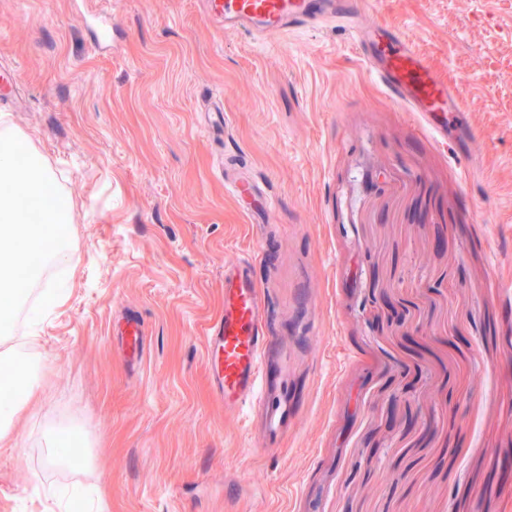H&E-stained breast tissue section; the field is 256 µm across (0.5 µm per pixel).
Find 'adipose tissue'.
Segmentation results:
<instances>
[{"label":"adipose tissue","mask_w":512,"mask_h":512,"mask_svg":"<svg viewBox=\"0 0 512 512\" xmlns=\"http://www.w3.org/2000/svg\"><path fill=\"white\" fill-rule=\"evenodd\" d=\"M25 137L9 129L0 133V223H15L19 214L39 208V222L22 233L7 237L0 246V287L13 285L22 276L35 275L36 258L50 257L62 263L72 260L68 250L70 200L56 185L42 156L29 151L26 162L16 160V148ZM35 376L19 374L0 379V442L13 439L22 405L35 397ZM83 431L73 421L50 419L43 429L46 462L52 467L70 465L65 451L68 439Z\"/></svg>","instance_id":"ef3b65f1"}]
</instances>
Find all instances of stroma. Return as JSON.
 <instances>
[{
    "label": "stroma",
    "instance_id": "1",
    "mask_svg": "<svg viewBox=\"0 0 512 512\" xmlns=\"http://www.w3.org/2000/svg\"><path fill=\"white\" fill-rule=\"evenodd\" d=\"M0 0L10 121L72 201L74 269L35 329L39 408L0 446V512H512V0H368L465 88L469 139L424 131L341 26L256 43L202 0ZM263 188L226 189L220 166ZM256 256L287 344L280 447L225 411L204 365L224 266ZM139 311L140 368L112 322ZM409 414L404 428L396 414ZM73 419L91 471L46 466ZM80 436L88 448L81 464L85 467H92L95 464L96 456L93 450L89 448L91 447L90 442L84 436L81 426L74 421L47 420L42 434L43 447L46 448V463L51 467L72 465L73 463L65 451L64 444L68 439H79Z\"/></svg>",
    "mask_w": 512,
    "mask_h": 512
}]
</instances>
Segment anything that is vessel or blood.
<instances>
[{"label": "vessel or blood", "instance_id": "b4317fda", "mask_svg": "<svg viewBox=\"0 0 512 512\" xmlns=\"http://www.w3.org/2000/svg\"><path fill=\"white\" fill-rule=\"evenodd\" d=\"M210 20L266 37L327 22L350 26L359 57L377 84L405 111L415 113L429 131L444 136L461 116L462 91L442 79L426 56L395 26H358L364 0H204ZM264 294L254 277L253 258L224 266V311L210 328L205 364L211 386L225 409L260 410L264 446L279 443L288 422L285 385L270 386L266 358ZM113 333L125 357L140 358L145 327L137 311L126 312Z\"/></svg>", "mask_w": 512, "mask_h": 512}]
</instances>
